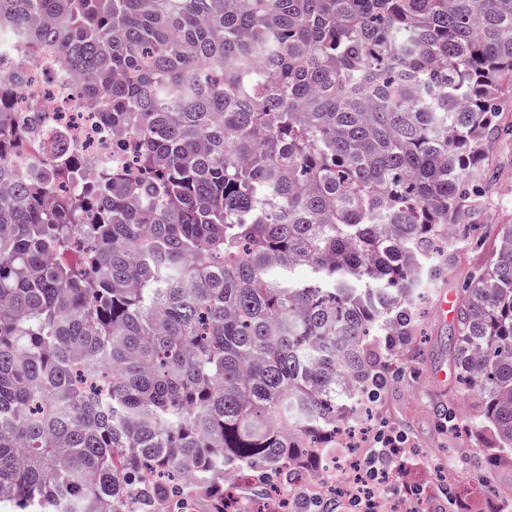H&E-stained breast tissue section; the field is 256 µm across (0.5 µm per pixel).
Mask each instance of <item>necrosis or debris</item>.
I'll list each match as a JSON object with an SVG mask.
<instances>
[{"instance_id":"4bbe7bcc","label":"necrosis or debris","mask_w":512,"mask_h":512,"mask_svg":"<svg viewBox=\"0 0 512 512\" xmlns=\"http://www.w3.org/2000/svg\"><path fill=\"white\" fill-rule=\"evenodd\" d=\"M21 67L26 68L28 81L13 94L17 123L24 125L35 119L42 131L64 129L88 160L85 179L94 178L103 167L127 160L129 138L114 134L98 113L86 108L72 74L57 69L42 56L33 62L14 54L0 57V74Z\"/></svg>"}]
</instances>
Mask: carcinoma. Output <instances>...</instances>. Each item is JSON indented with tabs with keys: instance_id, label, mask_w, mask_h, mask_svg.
Masks as SVG:
<instances>
[{
	"instance_id": "cac0c4a2",
	"label": "carcinoma",
	"mask_w": 512,
	"mask_h": 512,
	"mask_svg": "<svg viewBox=\"0 0 512 512\" xmlns=\"http://www.w3.org/2000/svg\"><path fill=\"white\" fill-rule=\"evenodd\" d=\"M135 139L61 129L0 188V508L161 512L287 488L386 384L410 292L483 209L512 0H0ZM0 87V167L40 148ZM457 304L459 378L512 448V224Z\"/></svg>"
}]
</instances>
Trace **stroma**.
<instances>
[{
    "label": "stroma",
    "mask_w": 512,
    "mask_h": 512,
    "mask_svg": "<svg viewBox=\"0 0 512 512\" xmlns=\"http://www.w3.org/2000/svg\"><path fill=\"white\" fill-rule=\"evenodd\" d=\"M483 195V211L459 234L453 261L444 275L435 281H420L414 294L415 322L392 360L394 374L374 405L371 419L351 424V450L336 465L340 471L349 468L365 453L373 421L386 422L405 439L406 466L412 479L437 485L420 512H452V505L439 491L440 485L448 483L459 499L479 505L482 512H495L500 502L512 500V450L496 453L500 458L497 469L485 477L480 474L493 453L475 423L480 413L478 398L470 386L453 376L449 347L455 320L440 317L434 310L439 291L461 298L472 274L495 256L498 225L512 224V135L506 131L488 153ZM452 406L460 416L453 427L445 417Z\"/></svg>",
    "instance_id": "1"
}]
</instances>
